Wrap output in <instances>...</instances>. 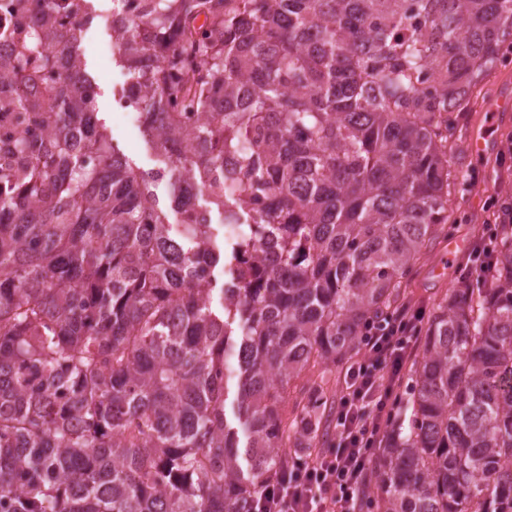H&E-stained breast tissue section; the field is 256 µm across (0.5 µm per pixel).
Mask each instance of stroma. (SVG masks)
<instances>
[{
    "mask_svg": "<svg viewBox=\"0 0 512 512\" xmlns=\"http://www.w3.org/2000/svg\"><path fill=\"white\" fill-rule=\"evenodd\" d=\"M83 61L97 84V118L112 139L114 148L123 152L141 170L158 168V157L146 143L139 123L127 119L117 109L129 79L112 55V32L93 23L81 34ZM484 138L487 147L476 151L475 138ZM461 152L453 162L468 182L466 191L457 195L450 239H440L427 247L416 266L406 290L407 295L424 307H432L459 280V268L466 262L474 244V234L486 224L488 206L495 198L512 197V179L500 181L495 158L504 144L512 143V64L494 69L471 95L454 131ZM459 244L449 252V241Z\"/></svg>",
    "mask_w": 512,
    "mask_h": 512,
    "instance_id": "stroma-1",
    "label": "stroma"
}]
</instances>
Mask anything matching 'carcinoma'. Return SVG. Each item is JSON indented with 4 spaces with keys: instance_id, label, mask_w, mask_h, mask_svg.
Wrapping results in <instances>:
<instances>
[{
    "instance_id": "cac0c4a2",
    "label": "carcinoma",
    "mask_w": 512,
    "mask_h": 512,
    "mask_svg": "<svg viewBox=\"0 0 512 512\" xmlns=\"http://www.w3.org/2000/svg\"><path fill=\"white\" fill-rule=\"evenodd\" d=\"M90 2L16 0L31 36L0 60V512H247L326 442L325 373L303 372L352 358L448 237L453 113L512 51V0L113 12L177 224L96 118ZM424 336L384 512H512V224Z\"/></svg>"
}]
</instances>
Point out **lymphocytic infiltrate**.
Returning a JSON list of instances; mask_svg holds the SVG:
<instances>
[{"label":"lymphocytic infiltrate","instance_id":"1","mask_svg":"<svg viewBox=\"0 0 512 512\" xmlns=\"http://www.w3.org/2000/svg\"><path fill=\"white\" fill-rule=\"evenodd\" d=\"M424 320V308L408 299L364 328L358 357L341 370L332 440L310 454L294 449L248 512H367L378 505L371 462L390 435Z\"/></svg>","mask_w":512,"mask_h":512}]
</instances>
